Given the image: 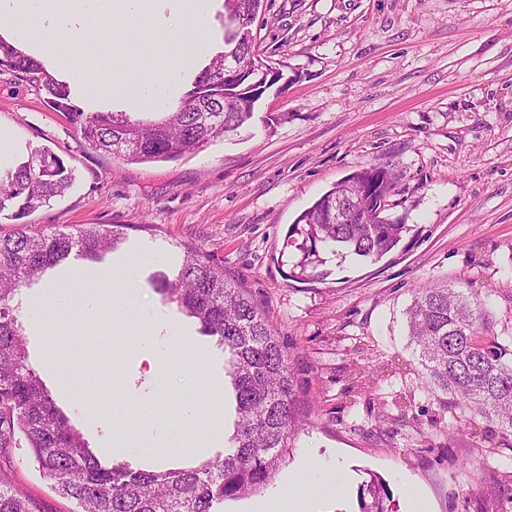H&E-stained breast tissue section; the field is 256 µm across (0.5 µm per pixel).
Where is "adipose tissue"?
Wrapping results in <instances>:
<instances>
[{"instance_id":"obj_1","label":"adipose tissue","mask_w":512,"mask_h":512,"mask_svg":"<svg viewBox=\"0 0 512 512\" xmlns=\"http://www.w3.org/2000/svg\"><path fill=\"white\" fill-rule=\"evenodd\" d=\"M148 0H0V12L15 18L36 17L52 33L51 40L31 43L24 30L15 28L1 38L24 51H37L47 72L58 81L82 82L80 54H59L56 43L82 34L86 25L95 24L107 15L115 14L134 22L147 12ZM213 9V0H175L169 16L160 18L153 28L157 43L169 46L170 52L158 58L154 75L143 85L133 102L134 108L156 109L164 105L176 90L184 69L205 52L202 31ZM82 274H75L73 281L47 289L45 301L28 303L26 310L33 324L43 320L44 307L67 311L74 318L84 321L97 315L101 307H108L112 322L127 328L142 327L135 352L136 362H148L154 381H161L166 373L171 347L181 339L180 328L162 311L140 304L134 283L125 280L120 287L105 291L84 286ZM220 380L209 369H198L190 377V390L182 400L177 416L162 418L158 407L144 402L136 418L133 432L116 435V448L128 455L147 456L163 461L177 455L201 456L212 444L223 440V428L210 430L209 434L193 447L183 441L185 423L194 420L200 402L199 390L217 391Z\"/></svg>"}]
</instances>
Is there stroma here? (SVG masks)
I'll return each instance as SVG.
<instances>
[{"label": "stroma", "instance_id": "stroma-1", "mask_svg": "<svg viewBox=\"0 0 512 512\" xmlns=\"http://www.w3.org/2000/svg\"><path fill=\"white\" fill-rule=\"evenodd\" d=\"M263 61L283 79L260 100V119L173 161L132 163L78 144L72 124L44 92L0 73V171L46 150L74 172L62 196L14 220L33 232L117 225L122 239L101 260L69 258L33 280L27 295L73 268L135 264L137 296L184 327L193 343L169 365L157 402L180 405L194 350L223 366L224 350L158 290L188 248L223 265L269 315L295 375L303 425L270 484L221 504V512L288 505L296 471L326 462L339 488L305 489L310 512H361L371 476L385 484L387 512H409L407 484L430 512H512V433L451 403L410 344L406 311L423 287L455 288L490 323L482 342L512 336V0H264L252 26ZM85 76L96 82L113 57L142 37L84 34ZM276 121L264 124L263 116ZM394 165L391 217L408 226L377 262L328 259L320 276L289 272L300 254L284 245L290 224L350 174ZM48 330L23 321L29 355L42 351L74 369L123 379L130 333L101 312L89 322L48 309ZM112 334L108 350L99 331ZM57 405L103 462L145 468L114 452L75 407V393L43 374ZM43 512H75L22 450L0 455Z\"/></svg>", "mask_w": 512, "mask_h": 512}]
</instances>
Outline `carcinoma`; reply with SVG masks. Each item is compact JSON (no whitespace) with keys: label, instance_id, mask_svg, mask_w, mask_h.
<instances>
[{"label":"carcinoma","instance_id":"obj_1","mask_svg":"<svg viewBox=\"0 0 512 512\" xmlns=\"http://www.w3.org/2000/svg\"><path fill=\"white\" fill-rule=\"evenodd\" d=\"M264 0H224V25L232 26L224 50L209 58L179 105L155 120L128 112L85 113L70 105V88L48 75L29 54L0 38V71L45 92L53 108L75 125L80 144L131 162L179 158L216 138L233 134L257 112L260 97L250 82L226 85V53L253 55L254 79L272 66L258 60L252 28L239 34L241 18L254 24ZM73 171L49 152H36L0 174V213L25 214L63 195ZM396 190L388 165H371L349 175L289 225L286 245L301 253L289 277L319 276L320 249L341 259L376 261L400 242L407 226L386 214ZM358 214L353 223L336 221V209ZM119 231L104 225L78 233H30L0 237V452L23 448L78 512H216L215 504L259 491L272 481L299 429L297 390L287 355L263 311L242 288L224 279V267L191 251L178 276L160 281V291L199 321L229 355L228 374L238 419L224 459L201 467L132 471L104 465L72 428L40 376L28 363L15 298L36 276L76 250L95 257L113 247ZM485 315L452 288H421L409 309L411 345L430 381L474 414L512 432V350L478 340ZM371 498L363 512H386L384 484L363 488ZM0 512H41L39 504L0 471Z\"/></svg>","mask_w":512,"mask_h":512}]
</instances>
